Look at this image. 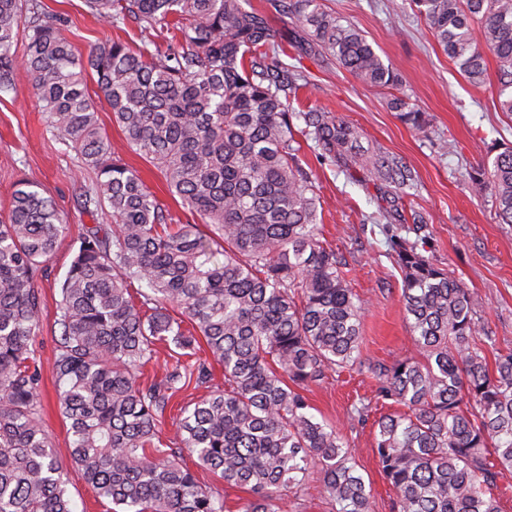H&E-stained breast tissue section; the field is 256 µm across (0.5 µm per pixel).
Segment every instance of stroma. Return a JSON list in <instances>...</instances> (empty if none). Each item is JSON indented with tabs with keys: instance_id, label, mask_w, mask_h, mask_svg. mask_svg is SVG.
Instances as JSON below:
<instances>
[{
	"instance_id": "1",
	"label": "stroma",
	"mask_w": 512,
	"mask_h": 512,
	"mask_svg": "<svg viewBox=\"0 0 512 512\" xmlns=\"http://www.w3.org/2000/svg\"><path fill=\"white\" fill-rule=\"evenodd\" d=\"M41 2L48 12L69 18L62 34L80 53L110 38L135 49L143 45L145 38L136 24L112 27L93 16L84 0ZM323 4L364 32L383 62L398 75L410 104L425 113L428 131L421 134L406 125L391 110L387 92L364 86L318 51L289 58L307 81L291 101L293 110L317 105L334 112L358 128L360 154H388L410 167L414 181L399 201V214L408 220L422 216L428 257L474 292L476 316L495 336L496 352H512V224L500 223L492 198L474 195L468 183L469 172L491 166L494 144L512 146V116L497 106L495 57L487 59L486 82L475 85L442 51L409 0H323ZM86 86L99 102L100 125L121 146L124 162L139 172L174 223L190 222L191 214L170 194L163 174L139 153L122 147L121 132L102 101L94 74H87ZM301 155L310 161L319 187L323 235L345 260L352 287L362 302V360L389 363L416 354L401 302L402 275L391 257L397 227L383 216L386 203L372 176L359 167L346 172L320 165L307 146ZM80 164L79 156L47 128L29 78L25 70H18L15 90L0 97V214L7 213L19 183L28 181L53 197L69 226L48 263L47 277L38 282L45 304L36 338L43 364L44 429L63 465V479L76 512H109L110 502L99 497L70 462L71 437L57 406L49 367L58 333L59 282L84 226L94 220L77 200L80 185L93 181L92 173H79ZM376 385L370 373L346 370L329 374L323 383L311 386L306 396L346 436L359 471L371 487L370 512H396L395 492L372 451L375 421L393 410L392 405L374 402ZM363 397L371 401L368 416L365 422L350 425L347 412ZM281 512H332L319 474H311L293 488Z\"/></svg>"
}]
</instances>
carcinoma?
Returning a JSON list of instances; mask_svg holds the SVG:
<instances>
[{
	"mask_svg": "<svg viewBox=\"0 0 512 512\" xmlns=\"http://www.w3.org/2000/svg\"><path fill=\"white\" fill-rule=\"evenodd\" d=\"M272 2L304 32L292 48L329 54L369 87L399 85L365 35L322 0ZM86 3L113 27L133 19L144 33L162 24L174 33L163 52L113 40L84 58L61 34L65 18L33 4L26 26L22 65L47 126L95 174L80 205L112 218L84 227L56 307L51 370L72 462L122 512H225L224 498L180 462L184 449L225 486L254 493L241 512H280L283 493L312 469L333 512H369L371 491L345 435L302 394L360 363L362 306L346 263L322 240L297 137L322 164L369 170L394 199L410 170L393 156L358 154V129L335 113L290 109L303 74L281 60L288 53L265 15L241 0ZM412 3L469 81L484 80L493 54L498 104L512 114V0ZM26 6L0 0V94L15 90ZM89 69L126 146L164 174L209 233L171 227L164 204L123 162L84 89ZM389 105L427 131L405 97ZM469 180L512 224V147ZM67 231L54 200L28 182L0 219V512H75L42 426L35 345L37 281ZM424 245L420 235L394 240L418 354L367 366L376 397L407 408L376 421L375 454L397 512H502L494 488L500 471H512V353L489 366L495 338L475 318L474 293L423 255ZM159 344L195 363L178 361L143 384ZM191 376L208 394L181 408L166 444L160 419Z\"/></svg>",
	"mask_w": 512,
	"mask_h": 512,
	"instance_id": "carcinoma-1",
	"label": "carcinoma"
}]
</instances>
